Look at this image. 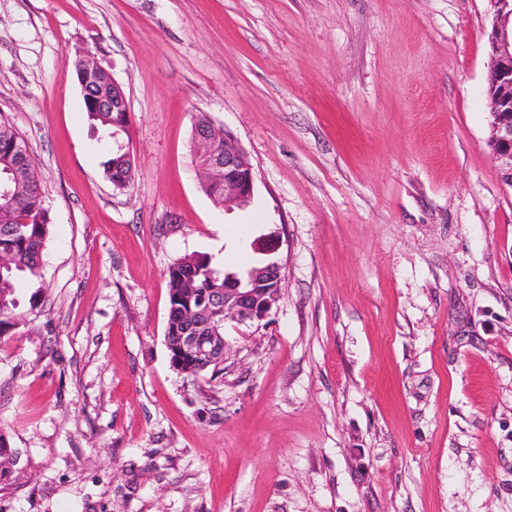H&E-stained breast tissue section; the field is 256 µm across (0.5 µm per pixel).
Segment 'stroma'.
Here are the masks:
<instances>
[{
    "label": "stroma",
    "mask_w": 512,
    "mask_h": 512,
    "mask_svg": "<svg viewBox=\"0 0 512 512\" xmlns=\"http://www.w3.org/2000/svg\"><path fill=\"white\" fill-rule=\"evenodd\" d=\"M491 23L488 0H0V118L50 218L0 339L22 452L0 512H512ZM79 51L129 99L122 192ZM199 112L246 151L249 205L202 190ZM191 254L283 274L194 380L165 342L167 271Z\"/></svg>",
    "instance_id": "35a3bbf8"
}]
</instances>
